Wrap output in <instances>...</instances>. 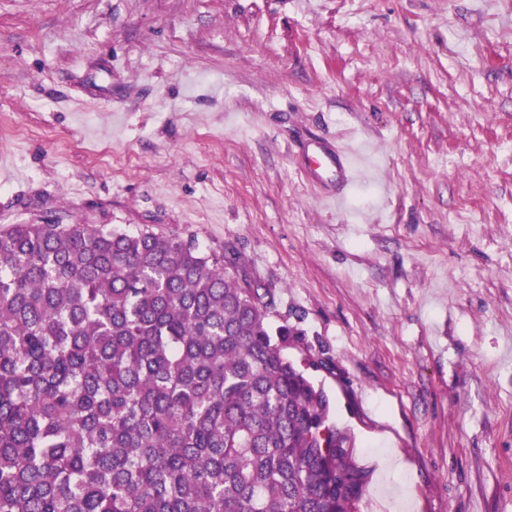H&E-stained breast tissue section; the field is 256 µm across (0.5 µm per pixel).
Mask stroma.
<instances>
[{"instance_id":"1","label":"stroma","mask_w":512,"mask_h":512,"mask_svg":"<svg viewBox=\"0 0 512 512\" xmlns=\"http://www.w3.org/2000/svg\"><path fill=\"white\" fill-rule=\"evenodd\" d=\"M43 219L226 247L360 512H512V0H0V226ZM303 171L312 182H336V189L347 186L361 173L357 158L348 148L321 136L312 140Z\"/></svg>"}]
</instances>
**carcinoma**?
<instances>
[{
  "label": "carcinoma",
  "mask_w": 512,
  "mask_h": 512,
  "mask_svg": "<svg viewBox=\"0 0 512 512\" xmlns=\"http://www.w3.org/2000/svg\"><path fill=\"white\" fill-rule=\"evenodd\" d=\"M224 249L0 228V512H359L367 472Z\"/></svg>",
  "instance_id": "cac0c4a2"
}]
</instances>
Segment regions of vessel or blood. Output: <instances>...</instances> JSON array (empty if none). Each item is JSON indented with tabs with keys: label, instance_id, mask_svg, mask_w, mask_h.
Here are the masks:
<instances>
[{
	"label": "vessel or blood",
	"instance_id": "obj_1",
	"mask_svg": "<svg viewBox=\"0 0 512 512\" xmlns=\"http://www.w3.org/2000/svg\"><path fill=\"white\" fill-rule=\"evenodd\" d=\"M303 171L312 182L330 181L340 188L353 182L361 173L357 158L348 148L321 136L313 139Z\"/></svg>",
	"mask_w": 512,
	"mask_h": 512
}]
</instances>
